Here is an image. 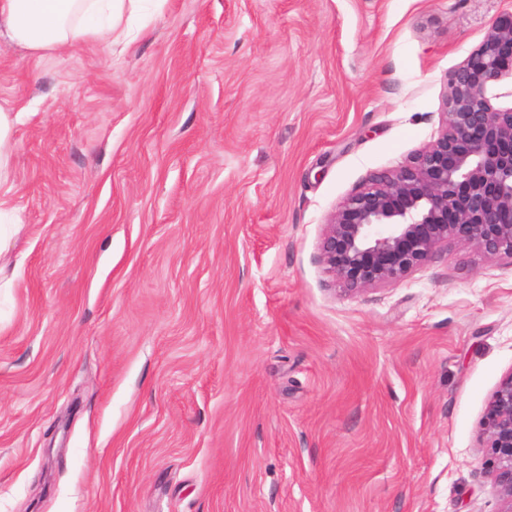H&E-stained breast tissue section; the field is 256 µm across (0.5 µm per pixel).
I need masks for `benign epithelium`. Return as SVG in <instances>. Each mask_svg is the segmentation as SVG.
Masks as SVG:
<instances>
[{
    "label": "benign epithelium",
    "mask_w": 512,
    "mask_h": 512,
    "mask_svg": "<svg viewBox=\"0 0 512 512\" xmlns=\"http://www.w3.org/2000/svg\"><path fill=\"white\" fill-rule=\"evenodd\" d=\"M512 77V19L494 23L448 75L437 138L339 203L322 230L321 264L346 295L400 281L452 246L512 261V107L492 90ZM488 463L512 512V371L481 422Z\"/></svg>",
    "instance_id": "obj_1"
}]
</instances>
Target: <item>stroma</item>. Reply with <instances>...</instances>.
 <instances>
[{"label":"stroma","mask_w":512,"mask_h":512,"mask_svg":"<svg viewBox=\"0 0 512 512\" xmlns=\"http://www.w3.org/2000/svg\"><path fill=\"white\" fill-rule=\"evenodd\" d=\"M512 0H144L122 53L0 43L24 229L0 512H503L512 264L335 290L336 205L440 130ZM481 442L488 448V463L506 503L512 511V372L492 392L481 422Z\"/></svg>","instance_id":"35a3bbf8"}]
</instances>
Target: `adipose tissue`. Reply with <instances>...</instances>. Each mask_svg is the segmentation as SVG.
Here are the masks:
<instances>
[{"label": "adipose tissue", "instance_id": "1", "mask_svg": "<svg viewBox=\"0 0 512 512\" xmlns=\"http://www.w3.org/2000/svg\"><path fill=\"white\" fill-rule=\"evenodd\" d=\"M141 0H0V41L31 54L61 52L80 42L109 44L126 41L127 21ZM18 113L0 106V261L10 253L12 239L21 231L11 216L9 200L14 155L13 132Z\"/></svg>", "mask_w": 512, "mask_h": 512}]
</instances>
